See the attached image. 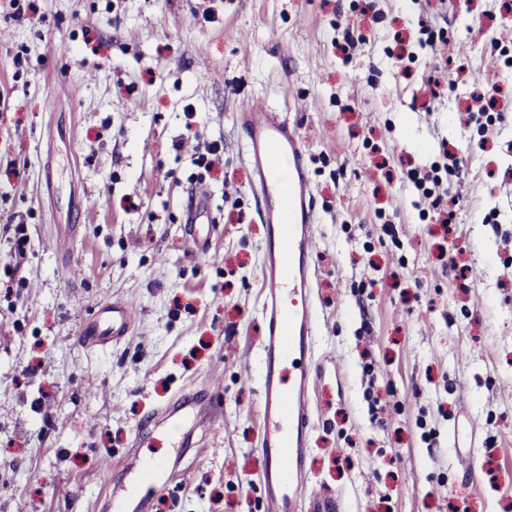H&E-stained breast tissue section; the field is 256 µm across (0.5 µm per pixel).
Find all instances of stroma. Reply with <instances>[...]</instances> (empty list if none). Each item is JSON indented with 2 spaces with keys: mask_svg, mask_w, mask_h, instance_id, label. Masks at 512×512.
Here are the masks:
<instances>
[{
  "mask_svg": "<svg viewBox=\"0 0 512 512\" xmlns=\"http://www.w3.org/2000/svg\"><path fill=\"white\" fill-rule=\"evenodd\" d=\"M498 5L0 0V512H109L130 451L170 456L164 428L137 443L141 422L185 394L223 413L147 512H267L265 226L235 123L258 102L297 125L317 203L308 497L512 512V19ZM478 73L501 101L485 133L468 119ZM212 142L205 173L191 158ZM444 143L451 235L406 175ZM197 175L215 217L203 251L185 224ZM112 303L128 333L83 345Z\"/></svg>",
  "mask_w": 512,
  "mask_h": 512,
  "instance_id": "35a3bbf8",
  "label": "stroma"
}]
</instances>
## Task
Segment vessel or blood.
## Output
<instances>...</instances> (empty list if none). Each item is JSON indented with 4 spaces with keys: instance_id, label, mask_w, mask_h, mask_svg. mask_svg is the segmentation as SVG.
Here are the masks:
<instances>
[{
    "instance_id": "vessel-or-blood-1",
    "label": "vessel or blood",
    "mask_w": 512,
    "mask_h": 512,
    "mask_svg": "<svg viewBox=\"0 0 512 512\" xmlns=\"http://www.w3.org/2000/svg\"><path fill=\"white\" fill-rule=\"evenodd\" d=\"M237 120L253 171L252 191L262 203L266 226L262 263L265 334L260 344L264 466L259 482L269 512H304L318 331L316 203L306 150L296 127L280 113L261 106L239 112ZM186 221L193 245L203 249L214 222L206 193H194ZM130 325L125 305L101 308L86 330L85 341L108 343L125 336ZM194 416L184 402L167 414L178 456H185L193 445L185 426ZM123 469L128 480L113 485L112 512H146L151 496L171 484L172 469L160 459L135 452L127 456Z\"/></svg>"
}]
</instances>
